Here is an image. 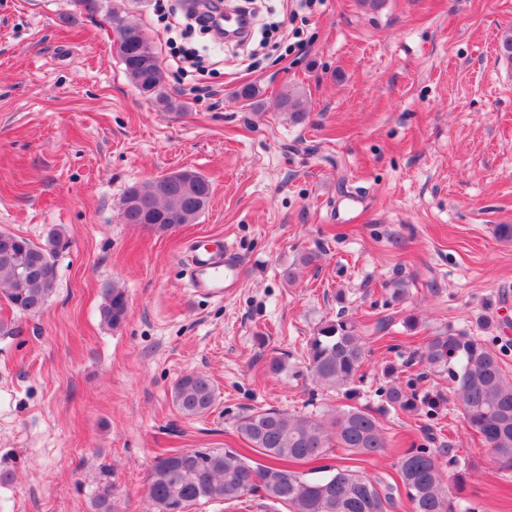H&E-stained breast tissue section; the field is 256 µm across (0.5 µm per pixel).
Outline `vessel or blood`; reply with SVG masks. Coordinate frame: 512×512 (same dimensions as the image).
I'll use <instances>...</instances> for the list:
<instances>
[{
  "label": "vessel or blood",
  "mask_w": 512,
  "mask_h": 512,
  "mask_svg": "<svg viewBox=\"0 0 512 512\" xmlns=\"http://www.w3.org/2000/svg\"><path fill=\"white\" fill-rule=\"evenodd\" d=\"M187 283L196 293L223 296L225 290L238 287L244 267L237 254L230 249L190 244L186 255Z\"/></svg>",
  "instance_id": "b4317fda"
}]
</instances>
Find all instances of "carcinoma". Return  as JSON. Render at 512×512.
<instances>
[{"instance_id":"carcinoma-1","label":"carcinoma","mask_w":512,"mask_h":512,"mask_svg":"<svg viewBox=\"0 0 512 512\" xmlns=\"http://www.w3.org/2000/svg\"><path fill=\"white\" fill-rule=\"evenodd\" d=\"M116 28L117 50L125 72L142 95L169 105L165 76L153 46L135 23L110 16ZM295 122L305 119L301 96L280 102ZM209 181L191 169L148 179L129 186L122 198L121 221L152 224L157 233L177 229L164 223L171 213L180 223L194 224L208 207ZM56 234L49 246L0 231V297L14 308L37 314L46 306L56 285L30 270L33 265H54ZM104 323L114 328L128 316L123 289L106 291L100 308ZM395 318L384 315L370 325L342 313L318 326L306 345L305 364L321 389L349 401L337 411L331 425L316 418L291 415L273 408L253 409L239 418L237 431L249 449L266 458L256 464L234 448H187L156 458L148 479L147 497L155 512H193L214 502L235 503L258 495L285 504L289 512H391L395 499L377 483L349 467L327 469L318 476L293 470V465L322 458L332 447L372 456L384 453L388 437L369 410L351 405L358 392L356 377L366 359V341L392 332ZM417 363L424 370L448 378V394L421 393L391 386L385 402L395 411L413 412L418 405L437 407L454 398L466 426L489 448L498 471L512 475V375L505 372L502 353L479 336L438 331L427 337ZM172 400L181 415L194 418L215 402V387L208 375L189 373L173 386ZM455 470L442 468L439 454L429 448H410L398 461L402 485L411 512H474L461 500L467 468L451 460ZM113 471L103 467L97 476L94 512H114Z\"/></svg>"}]
</instances>
